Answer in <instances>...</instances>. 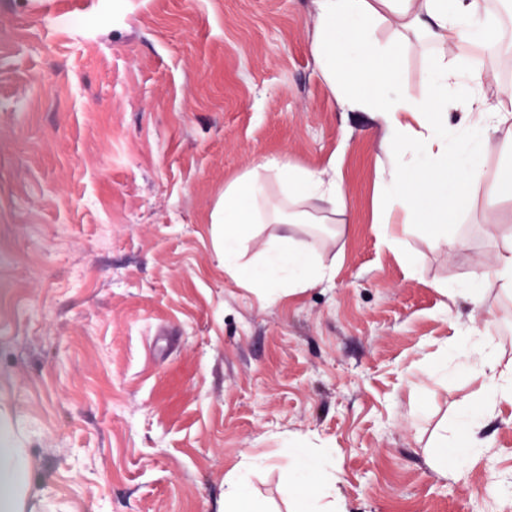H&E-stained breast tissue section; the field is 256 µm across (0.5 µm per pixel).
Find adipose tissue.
I'll return each instance as SVG.
<instances>
[{
    "instance_id": "adipose-tissue-1",
    "label": "adipose tissue",
    "mask_w": 512,
    "mask_h": 512,
    "mask_svg": "<svg viewBox=\"0 0 512 512\" xmlns=\"http://www.w3.org/2000/svg\"><path fill=\"white\" fill-rule=\"evenodd\" d=\"M389 24L422 34L430 52L429 90L415 96L401 83L386 57L399 43L380 46L373 32ZM500 14L480 6L479 0H316L317 35L310 45L322 76L341 108H370L384 129L383 144L389 163L380 175L382 210L377 231L391 248L401 242L397 224H434L436 239L447 244L441 226L471 197L479 184L488 185L503 199H512V179L481 161V146L488 132L512 135V88L504 89V106L492 108L482 99L492 73L483 65L449 64L452 52L486 56L499 47ZM282 189L267 192L268 181ZM343 196L339 160L315 171L269 161L224 189V221L229 228L219 237L224 248V272L235 277L243 248L255 237L261 218L277 224H319L324 214L335 213ZM320 202L319 213L301 210L302 202ZM261 265L250 285L257 290L276 286L307 288L330 277L322 259L293 239L263 243ZM489 281L512 284V251L497 254L491 264L462 285L473 306L483 304L482 287ZM494 334L486 329L469 337L455 360L473 369L481 380V415L467 417V432L457 445L476 457L487 446L481 435L482 414L512 403V380L498 374L493 351ZM20 448L0 431V512H25L28 494ZM293 512H346L336 498V473L318 458L297 454L287 477Z\"/></svg>"
}]
</instances>
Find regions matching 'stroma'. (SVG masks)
I'll use <instances>...</instances> for the list:
<instances>
[{"label": "stroma", "mask_w": 512, "mask_h": 512, "mask_svg": "<svg viewBox=\"0 0 512 512\" xmlns=\"http://www.w3.org/2000/svg\"><path fill=\"white\" fill-rule=\"evenodd\" d=\"M113 2L0 0V425L27 512H218L248 455L269 461L253 498L287 512L295 448L335 465L349 512H512V405L480 459L436 448L481 408L446 360L462 331L492 326L512 363V289L481 311L440 290L512 248V200L478 186L449 247L410 229L405 266L374 224L383 131L320 75L314 0ZM335 155L329 231L262 223L241 258L288 235L330 279L227 277L225 187Z\"/></svg>", "instance_id": "obj_1"}]
</instances>
